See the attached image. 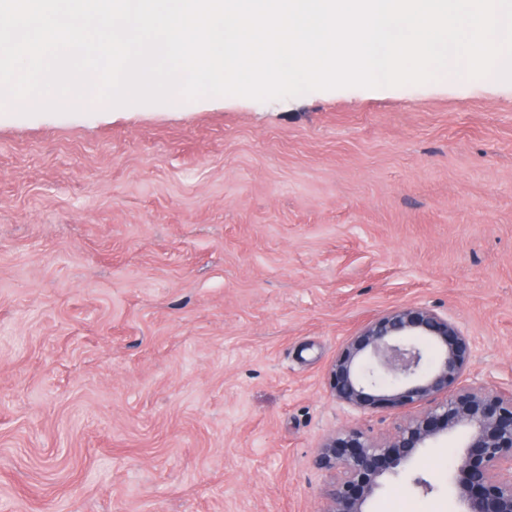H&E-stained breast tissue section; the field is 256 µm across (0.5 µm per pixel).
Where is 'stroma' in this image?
Instances as JSON below:
<instances>
[{"label": "stroma", "instance_id": "obj_1", "mask_svg": "<svg viewBox=\"0 0 512 512\" xmlns=\"http://www.w3.org/2000/svg\"><path fill=\"white\" fill-rule=\"evenodd\" d=\"M401 304L512 389V82L1 103L0 512H322V442L398 420L328 369ZM459 451L369 512H456Z\"/></svg>", "mask_w": 512, "mask_h": 512}]
</instances>
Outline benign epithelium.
<instances>
[{"instance_id":"7a95c632","label":"benign epithelium","mask_w":512,"mask_h":512,"mask_svg":"<svg viewBox=\"0 0 512 512\" xmlns=\"http://www.w3.org/2000/svg\"><path fill=\"white\" fill-rule=\"evenodd\" d=\"M470 358L462 328L425 306H397L349 337L327 374L336 401L404 417L384 439L345 429L324 440L317 464L334 477L323 512H367L385 476L434 492L431 477L411 464L447 432L463 436L448 475L458 512H512V391L465 383Z\"/></svg>"}]
</instances>
